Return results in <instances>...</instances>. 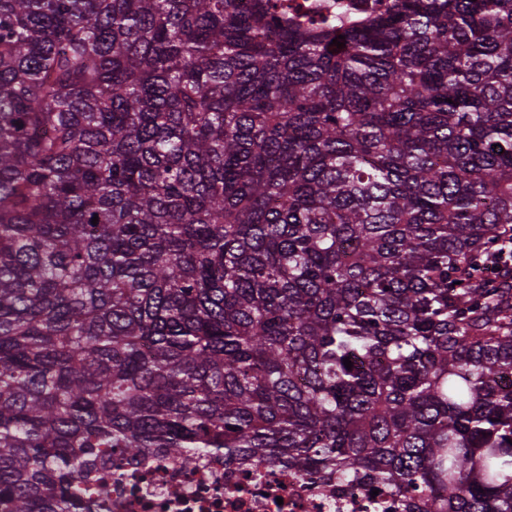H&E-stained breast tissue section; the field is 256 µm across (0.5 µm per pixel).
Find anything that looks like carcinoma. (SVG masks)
<instances>
[{
	"label": "carcinoma",
	"instance_id": "obj_1",
	"mask_svg": "<svg viewBox=\"0 0 512 512\" xmlns=\"http://www.w3.org/2000/svg\"><path fill=\"white\" fill-rule=\"evenodd\" d=\"M509 377L512 0H0V512L114 449L512 512ZM288 6V16L304 25L349 21L358 23L383 12L389 0H279Z\"/></svg>",
	"mask_w": 512,
	"mask_h": 512
}]
</instances>
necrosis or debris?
<instances>
[{"label": "necrosis or debris", "instance_id": "4bbe7bcc", "mask_svg": "<svg viewBox=\"0 0 512 512\" xmlns=\"http://www.w3.org/2000/svg\"><path fill=\"white\" fill-rule=\"evenodd\" d=\"M304 25L357 23L381 13L389 0H283ZM112 495L99 512H380L369 491H340L298 472L225 468L223 458L198 455L187 463L163 456L116 461L108 475Z\"/></svg>", "mask_w": 512, "mask_h": 512}]
</instances>
